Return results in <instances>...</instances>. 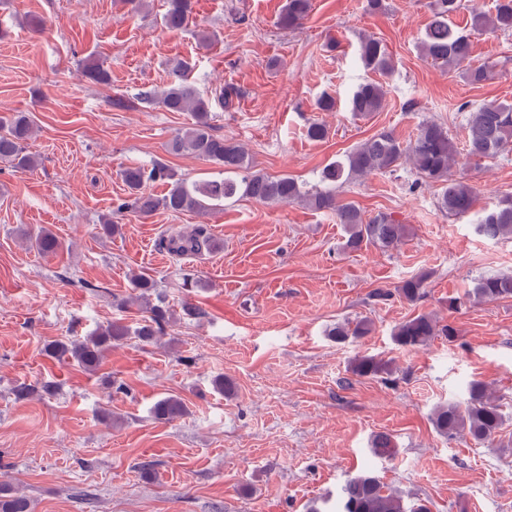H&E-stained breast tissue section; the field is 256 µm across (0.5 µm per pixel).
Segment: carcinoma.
Listing matches in <instances>:
<instances>
[{
    "label": "carcinoma",
    "mask_w": 512,
    "mask_h": 512,
    "mask_svg": "<svg viewBox=\"0 0 512 512\" xmlns=\"http://www.w3.org/2000/svg\"><path fill=\"white\" fill-rule=\"evenodd\" d=\"M461 0H430L432 14L425 38L421 41L422 54L443 70L455 72L469 85L480 86L494 79L497 64L471 62L472 42L469 35L457 30L450 17L460 8ZM311 9V0H287L278 16L277 24L291 31L302 27ZM192 14V0H166L164 26L170 30L185 27ZM471 29L492 34H512V0H496L495 10L488 14L478 4L470 12ZM362 65L374 72L390 75L394 71L391 54L386 44L372 35L360 38L358 48ZM187 62L176 63L172 68L170 83L160 92L144 91L140 101L158 105L168 112H190L194 122L179 131L169 142L168 152H189L218 169L217 176L204 182H189L176 177L172 169L162 162L151 167L130 166L120 171L127 188L126 199L118 210L148 217L159 210L173 214L204 212L236 196L248 197L259 203L302 202L315 211L336 213L344 225V240L340 248L354 253L370 247L382 251L397 249L407 235L406 225L380 213L366 218L352 204L339 202L342 185L353 177L365 178L376 174H391L403 165L411 166L415 178L409 191L430 185L441 187L437 195L439 211L450 217L460 218L475 206L476 188L463 177L451 175L453 166L460 164V157H507L512 154V103L489 102L474 106L464 103L460 110L466 113L464 125L466 153L455 149L448 126L442 122L425 119L418 124L417 132L407 144L389 132L360 143L342 159L329 164L321 172L319 184H307L288 175L268 176L253 169L248 151L237 141L214 133L211 125L212 99L201 92L188 78ZM85 76L96 84H108L110 73L96 61L84 65ZM386 91L380 82L369 81L353 93L350 109L359 117L380 111ZM35 132V123L26 112H13L0 117V160L20 170L35 165L33 156L26 153L27 141ZM162 182L166 194L158 197L147 191L151 183ZM477 233L489 240L512 238V195L500 199L485 211L476 224ZM37 252L53 256L64 244L52 232L43 230L29 239ZM160 248L176 256L211 254L218 243L206 226L199 224L189 232L177 231L162 238ZM428 275L411 277L393 288L377 287L369 292V299L384 304L394 297L416 304L426 295ZM156 284L145 274L132 278L133 296L120 304L138 305L143 312L135 324L121 319L97 328L82 339L63 337L47 344L45 353L57 361H71L85 371H95L105 355L128 338L134 336L145 345L156 344L165 335V328L174 313L163 300L153 303ZM497 301L512 298V272L482 275L475 281L472 293L466 299ZM372 322L366 317L338 323L328 335L338 343L367 336ZM448 342L456 340L457 332L450 323L443 324L432 313H419L401 323L392 332L395 345L402 348H420L437 337ZM350 372L358 378H384L393 373L392 362L373 356L354 359ZM186 412L185 402L174 396L157 400L153 413L159 420L173 421ZM431 421L438 434L448 440L469 436L479 444L490 443L502 430L504 415L499 400L491 387L482 381H472L467 388V398L462 402L451 401L434 408ZM343 512H429L424 504L406 506L405 495L397 488L384 484L371 471H363L347 480L342 488ZM0 512H32L30 499L15 491L8 482H0Z\"/></svg>",
    "instance_id": "obj_1"
}]
</instances>
